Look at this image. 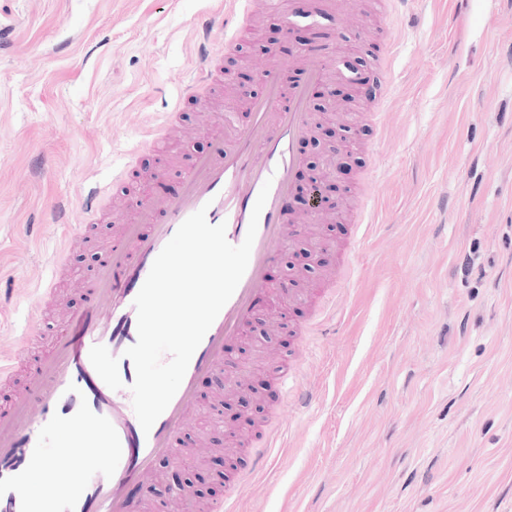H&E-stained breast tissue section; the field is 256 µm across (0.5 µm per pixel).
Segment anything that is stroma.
<instances>
[{
	"label": "stroma",
	"mask_w": 512,
	"mask_h": 512,
	"mask_svg": "<svg viewBox=\"0 0 512 512\" xmlns=\"http://www.w3.org/2000/svg\"><path fill=\"white\" fill-rule=\"evenodd\" d=\"M316 30L282 16L297 0H260L230 51L238 73L274 69L283 90L303 77L287 61L308 39L335 57L311 104L302 159L344 146L352 170L336 207L292 237L271 265L293 290L259 307L225 363L247 384L213 403L182 438L208 455L159 459L155 505L172 476L223 497V454L242 477L239 512H512V0H312ZM221 0H0L12 46L0 50V342L30 323L38 286L80 301L99 244L93 227L61 278L54 257L92 184L126 215L176 192L210 150L209 106L188 87L201 20ZM395 51H388V40ZM392 55L380 121L363 87ZM175 111L159 148L131 153ZM371 232L356 243L363 200ZM314 393L285 408L282 371ZM288 430L268 469L251 471L280 417Z\"/></svg>",
	"instance_id": "stroma-1"
}]
</instances>
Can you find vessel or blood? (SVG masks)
<instances>
[{"mask_svg":"<svg viewBox=\"0 0 512 512\" xmlns=\"http://www.w3.org/2000/svg\"><path fill=\"white\" fill-rule=\"evenodd\" d=\"M251 0H231L224 15V42L246 33ZM202 27L191 85L205 89L222 81L224 55ZM327 49L303 54L304 77L282 95L277 75L266 72L265 90L247 99L250 123L225 134L211 126L209 154L198 156L176 194L142 201L133 220L105 240L104 260L81 288L82 303L61 309L64 329L30 374L26 386L0 409V512H148L160 457L202 456L204 446L178 445L199 413L201 380L224 371V350L239 340L258 301L270 291L269 269L297 230L288 221L296 145L311 132L309 91L321 79ZM269 186L247 269L234 294L195 350L182 383L150 431L132 407L136 372L125 350L137 340L134 299L152 264L181 223L205 210L210 224H225L229 243L240 244L262 186ZM39 327L12 337L0 350V383L14 381L18 365L38 341ZM105 456L91 462L87 452ZM190 486L168 491V512H195Z\"/></svg>","mask_w":512,"mask_h":512,"instance_id":"obj_1","label":"vessel or blood"}]
</instances>
